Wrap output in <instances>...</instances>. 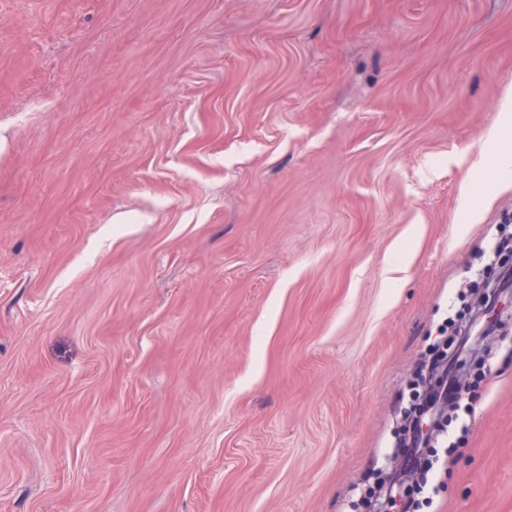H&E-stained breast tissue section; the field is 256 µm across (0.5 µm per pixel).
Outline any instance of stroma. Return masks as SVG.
I'll return each instance as SVG.
<instances>
[{
    "mask_svg": "<svg viewBox=\"0 0 512 512\" xmlns=\"http://www.w3.org/2000/svg\"><path fill=\"white\" fill-rule=\"evenodd\" d=\"M509 92L512 0H0V512H356ZM501 308L426 512H512Z\"/></svg>",
    "mask_w": 512,
    "mask_h": 512,
    "instance_id": "35a3bbf8",
    "label": "stroma"
}]
</instances>
